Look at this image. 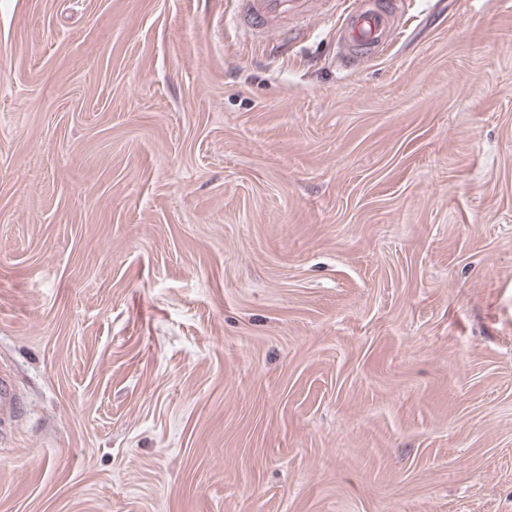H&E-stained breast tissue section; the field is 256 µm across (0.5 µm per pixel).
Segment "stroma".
Wrapping results in <instances>:
<instances>
[{
    "mask_svg": "<svg viewBox=\"0 0 512 512\" xmlns=\"http://www.w3.org/2000/svg\"><path fill=\"white\" fill-rule=\"evenodd\" d=\"M0 0V512H512V0ZM312 0H239L240 20L246 27L265 32L267 27L284 16L304 15ZM368 7L359 11H348L342 38L352 44L354 54L342 52L350 64L372 56L373 52L389 40L393 30L391 2L370 0Z\"/></svg>",
    "mask_w": 512,
    "mask_h": 512,
    "instance_id": "obj_1",
    "label": "stroma"
}]
</instances>
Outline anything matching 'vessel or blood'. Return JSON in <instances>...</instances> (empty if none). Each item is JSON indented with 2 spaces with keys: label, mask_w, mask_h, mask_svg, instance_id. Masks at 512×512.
<instances>
[{
  "label": "vessel or blood",
  "mask_w": 512,
  "mask_h": 512,
  "mask_svg": "<svg viewBox=\"0 0 512 512\" xmlns=\"http://www.w3.org/2000/svg\"><path fill=\"white\" fill-rule=\"evenodd\" d=\"M240 20L244 26L258 30L285 16L303 15L310 8V0H239ZM342 38L352 44V53L346 54L348 63L372 56L387 43L393 30L389 0H370L367 8L348 11Z\"/></svg>",
  "instance_id": "1"
}]
</instances>
